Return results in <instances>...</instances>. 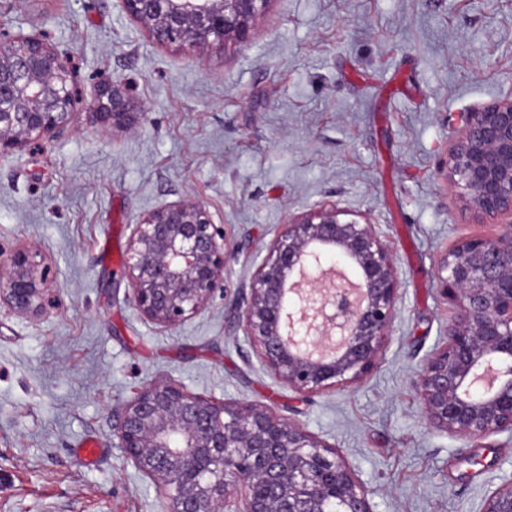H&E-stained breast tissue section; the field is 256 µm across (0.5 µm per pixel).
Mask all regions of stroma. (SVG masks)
<instances>
[{"instance_id":"1","label":"stroma","mask_w":512,"mask_h":512,"mask_svg":"<svg viewBox=\"0 0 512 512\" xmlns=\"http://www.w3.org/2000/svg\"><path fill=\"white\" fill-rule=\"evenodd\" d=\"M37 36L74 68L65 131L0 153V252L46 257L54 302L0 313V512H161L117 446V414L172 379L265 404L334 447L373 512H482L512 480V434L431 428L414 385L454 313L440 258L502 225L465 214L442 171L464 113L512 93V0H272L249 40L186 52L120 0H0V38ZM138 117L103 126L102 78ZM191 200L238 252L226 291L172 330L127 299L135 224ZM324 202L374 224L404 288L382 357L357 386L297 392L238 334L233 300L288 219ZM94 436L102 454L74 455Z\"/></svg>"}]
</instances>
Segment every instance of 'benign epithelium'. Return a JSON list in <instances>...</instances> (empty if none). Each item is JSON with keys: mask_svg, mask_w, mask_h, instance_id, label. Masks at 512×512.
Returning <instances> with one entry per match:
<instances>
[{"mask_svg": "<svg viewBox=\"0 0 512 512\" xmlns=\"http://www.w3.org/2000/svg\"><path fill=\"white\" fill-rule=\"evenodd\" d=\"M270 0H121L159 45L184 51L243 43ZM68 57L36 36L0 41V152L71 125ZM106 124L137 113L121 81L105 78L93 102ZM463 210L499 221L496 237L462 239L438 266L454 308L441 346L414 383L434 428L478 441L512 433V94L464 116L447 158ZM322 203L288 220L235 301L243 341L288 387L321 394L361 383L380 360L402 282L375 225ZM236 252L200 204L164 205L135 225L124 268L128 300L171 329L204 311ZM49 266L34 247L0 265V309L37 319L54 302ZM119 447L150 479L163 512H373L344 460L298 422L244 400L218 401L171 380L152 382L121 409ZM483 512H512V482Z\"/></svg>", "mask_w": 512, "mask_h": 512, "instance_id": "obj_1", "label": "benign epithelium"}]
</instances>
